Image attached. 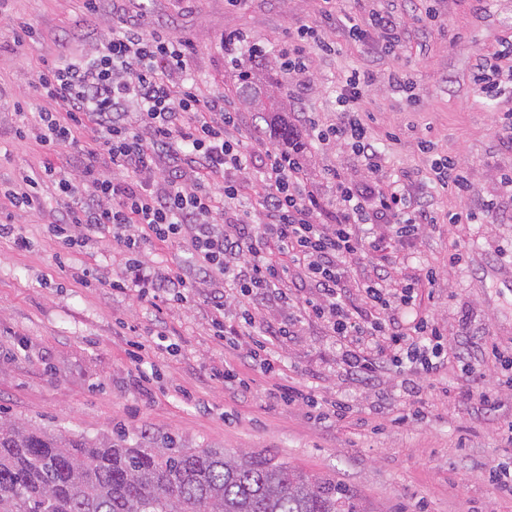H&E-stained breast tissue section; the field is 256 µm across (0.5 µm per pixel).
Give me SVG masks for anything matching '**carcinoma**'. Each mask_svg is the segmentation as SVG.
I'll return each mask as SVG.
<instances>
[{"instance_id": "cac0c4a2", "label": "carcinoma", "mask_w": 512, "mask_h": 512, "mask_svg": "<svg viewBox=\"0 0 512 512\" xmlns=\"http://www.w3.org/2000/svg\"><path fill=\"white\" fill-rule=\"evenodd\" d=\"M241 101L293 130L273 85L239 71ZM0 512H376L336 477L298 469L272 454L189 448L172 435H52L0 420Z\"/></svg>"}]
</instances>
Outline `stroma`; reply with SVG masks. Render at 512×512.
<instances>
[{
	"instance_id": "obj_1",
	"label": "stroma",
	"mask_w": 512,
	"mask_h": 512,
	"mask_svg": "<svg viewBox=\"0 0 512 512\" xmlns=\"http://www.w3.org/2000/svg\"><path fill=\"white\" fill-rule=\"evenodd\" d=\"M143 30L166 29L189 42V66L205 94L236 102L240 67L251 66L250 47L276 58L289 31L320 24L325 13L366 25L373 11H393L404 28L396 56L366 53L351 42L346 27L329 30L332 54L312 51L311 76L299 85L287 71L271 75L281 85L288 121L305 143L308 178L323 197L331 190L328 168L341 167L348 181L365 176L348 150L316 147L303 117L321 124L336 117L339 80L371 69L375 89L357 110L385 153L393 178L431 197L440 224L404 246L371 253L353 264L351 278L386 267L411 278L434 269L437 278L417 299L434 317L446 346L462 351L484 343L512 353V203L503 201L501 180L512 173V142L497 120L512 110V93L488 103L471 79L476 54H490L512 37V0H122ZM433 9V25L424 22ZM25 21L32 36L17 38L12 24ZM117 21L112 0L86 13L80 0H0V185L20 182L46 159L76 168L68 152L48 156L34 139L20 138L13 103L29 117L57 111L56 103L29 87L43 60L67 48L89 53L98 35ZM458 35L450 43L449 35ZM404 70L411 93L391 87L388 74ZM233 137L246 152L281 147L256 112L240 111ZM430 146L421 152L420 143ZM458 160L469 183L467 195L439 190L433 158ZM43 212L13 206L0 196V219L25 236L26 250L0 241V415L53 432L90 438L125 431L131 438L171 434L191 448L229 452L273 451L296 468L336 476L354 486L382 512H512V494L489 479L498 465L512 463V389L501 388L499 408L483 411L462 403L464 383L456 360L436 386H421L431 412L422 422H400L409 399L402 385L410 371L390 368L371 382L349 375L335 337L322 324L304 322L273 340L274 373L260 363L243 364L251 381L238 402L211 376L212 368L237 361L238 353L210 331L212 288L196 289L188 301L153 306L137 291H113V274L124 268L123 248L112 234L93 237L82 251L57 261L58 245L45 216L66 202L52 187L41 189ZM480 212L481 221L448 223L451 214ZM462 261L449 265L453 249ZM89 268L99 280L76 283ZM165 334L153 335L154 326ZM312 387L319 397L344 400L348 419L337 426L314 422L306 407L266 408L273 380Z\"/></svg>"
}]
</instances>
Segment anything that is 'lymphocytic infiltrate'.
I'll list each match as a JSON object with an SVG mask.
<instances>
[{"mask_svg": "<svg viewBox=\"0 0 512 512\" xmlns=\"http://www.w3.org/2000/svg\"><path fill=\"white\" fill-rule=\"evenodd\" d=\"M348 35L367 51L379 47L392 54L399 47L400 22L392 13L375 12L367 26H350ZM313 45L326 53L334 49L313 26L289 36L279 55L290 73H308L307 50ZM187 50V40L144 31L123 15L86 57L44 62L32 87L58 109L40 113L36 124L22 125L18 135L33 137L52 153L78 152L80 174L71 177L49 161L37 175L23 176L22 187L7 186L0 194L37 210L40 189L49 184L69 199L50 220L67 254L85 248L90 232L135 227V234L121 239L128 258L112 289L137 286L184 301L200 285L222 281L223 294L211 299L212 333L218 338L230 334L224 322L228 303L276 304L284 312L278 323L243 315L251 359L268 352L270 337L288 335L294 307L302 319L322 323L339 337L341 360L355 377L368 382L385 364L408 363L423 379L436 380L448 364L437 323L427 315L404 320L420 281L434 282L435 272L400 281L376 267L359 280L350 278L353 263L381 245L377 239L364 241L361 225H385L405 244L438 221L408 184L391 178L377 143L352 109L373 89L374 74L356 71L340 82L334 123L322 128L313 117L305 119L319 145L346 146L364 160L366 180L359 186L339 169L327 171L336 207L325 222L326 201L309 183L302 155L279 149L247 154L227 135L239 114L223 95L206 97L196 86L173 82V75L189 74ZM498 58L490 65L481 57L475 65V92L488 101L512 88V53L501 51ZM89 125L98 136L87 145L77 132ZM101 154L107 166L96 164ZM172 242L193 256L194 277L146 270L140 260L144 246ZM351 287L360 299L357 311L345 301Z\"/></svg>", "mask_w": 512, "mask_h": 512, "instance_id": "lymphocytic-infiltrate-1", "label": "lymphocytic infiltrate"}]
</instances>
